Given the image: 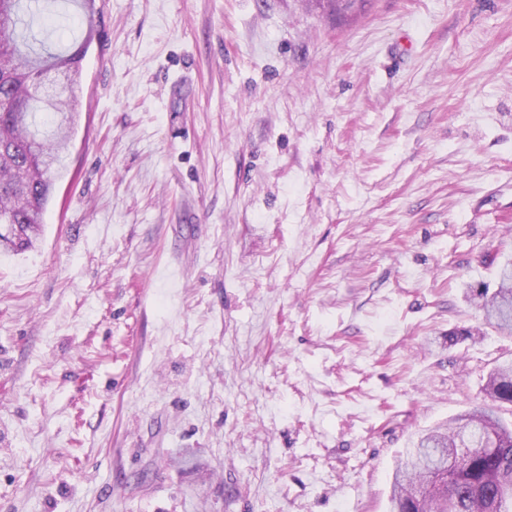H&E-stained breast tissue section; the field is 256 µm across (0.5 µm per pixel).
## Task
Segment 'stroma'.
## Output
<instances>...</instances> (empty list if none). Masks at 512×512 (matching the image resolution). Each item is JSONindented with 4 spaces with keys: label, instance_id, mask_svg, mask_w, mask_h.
Segmentation results:
<instances>
[{
    "label": "stroma",
    "instance_id": "35a3bbf8",
    "mask_svg": "<svg viewBox=\"0 0 512 512\" xmlns=\"http://www.w3.org/2000/svg\"><path fill=\"white\" fill-rule=\"evenodd\" d=\"M40 6L96 35L0 248V512H388L512 358V0ZM368 0H305L309 7L321 9L332 16L357 12L365 7ZM477 307L485 321L501 333L512 335V261L500 269L498 288L488 295L482 291L474 294Z\"/></svg>",
    "mask_w": 512,
    "mask_h": 512
}]
</instances>
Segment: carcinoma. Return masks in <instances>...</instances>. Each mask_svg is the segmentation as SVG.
I'll list each match as a JSON object with an SVG mask.
<instances>
[{"label": "carcinoma", "mask_w": 512, "mask_h": 512, "mask_svg": "<svg viewBox=\"0 0 512 512\" xmlns=\"http://www.w3.org/2000/svg\"><path fill=\"white\" fill-rule=\"evenodd\" d=\"M26 0H0V54L12 66L0 69V246L27 251L38 241L78 114L73 89L57 90L58 105L39 106L46 83L39 68L81 75L94 29L87 24L72 52L36 50ZM332 16L357 12L367 0H305ZM485 321L512 335V261L491 294H474ZM485 391L490 403L418 436L394 469L390 512H512V427L499 415L512 406V362L497 366Z\"/></svg>", "instance_id": "carcinoma-1"}]
</instances>
